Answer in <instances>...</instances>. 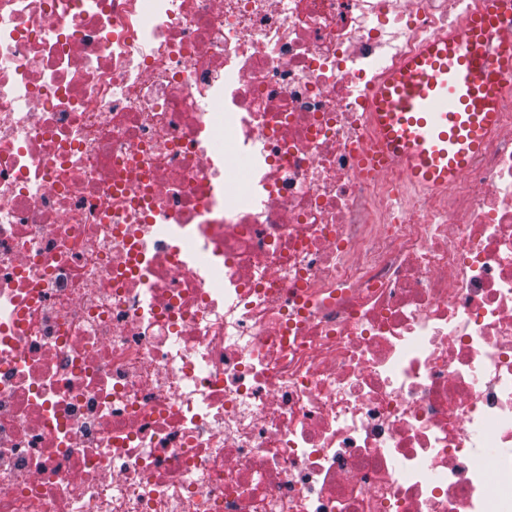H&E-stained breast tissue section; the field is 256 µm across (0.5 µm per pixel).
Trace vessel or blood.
Returning a JSON list of instances; mask_svg holds the SVG:
<instances>
[{"label":"vessel or blood","mask_w":512,"mask_h":512,"mask_svg":"<svg viewBox=\"0 0 512 512\" xmlns=\"http://www.w3.org/2000/svg\"><path fill=\"white\" fill-rule=\"evenodd\" d=\"M478 2L457 35L424 42L373 85L364 172L396 165L418 191H444L490 145L512 84V0Z\"/></svg>","instance_id":"obj_1"}]
</instances>
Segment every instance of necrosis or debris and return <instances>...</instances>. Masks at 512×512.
Returning a JSON list of instances; mask_svg holds the SVG:
<instances>
[{"label": "necrosis or debris", "instance_id": "obj_1", "mask_svg": "<svg viewBox=\"0 0 512 512\" xmlns=\"http://www.w3.org/2000/svg\"><path fill=\"white\" fill-rule=\"evenodd\" d=\"M472 5L0 0V512H512V90L359 170Z\"/></svg>", "mask_w": 512, "mask_h": 512}]
</instances>
